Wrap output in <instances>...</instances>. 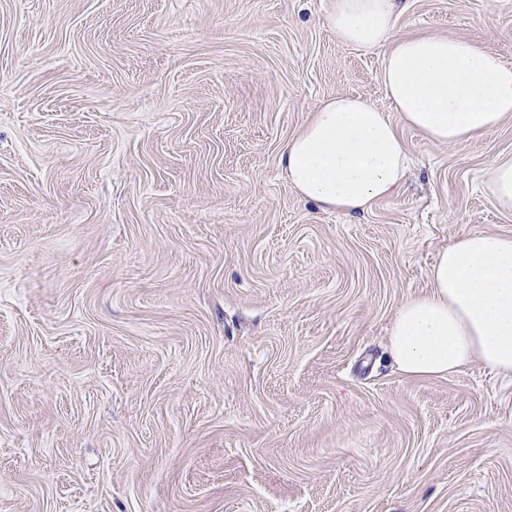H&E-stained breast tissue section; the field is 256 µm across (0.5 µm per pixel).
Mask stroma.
I'll use <instances>...</instances> for the list:
<instances>
[{
	"instance_id": "stroma-1",
	"label": "stroma",
	"mask_w": 512,
	"mask_h": 512,
	"mask_svg": "<svg viewBox=\"0 0 512 512\" xmlns=\"http://www.w3.org/2000/svg\"><path fill=\"white\" fill-rule=\"evenodd\" d=\"M398 34L512 63V0H402ZM330 0H0V512H512V378L389 356L457 236H512V119L355 215L290 186L385 48ZM487 189L502 211L512 212V155H500L491 162Z\"/></svg>"
}]
</instances>
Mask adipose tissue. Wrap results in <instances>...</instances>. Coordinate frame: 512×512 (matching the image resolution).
<instances>
[{
	"label": "adipose tissue",
	"mask_w": 512,
	"mask_h": 512,
	"mask_svg": "<svg viewBox=\"0 0 512 512\" xmlns=\"http://www.w3.org/2000/svg\"><path fill=\"white\" fill-rule=\"evenodd\" d=\"M397 0H333L342 44L387 46L381 79L392 109L436 145H465L512 118V64L463 38L396 35ZM281 165L301 196L327 211H365L394 196L406 146L385 112L342 94L321 102L284 145ZM431 291L408 299L390 336L405 376L444 377L472 362L512 376V236L472 232L442 250Z\"/></svg>",
	"instance_id": "1"
}]
</instances>
